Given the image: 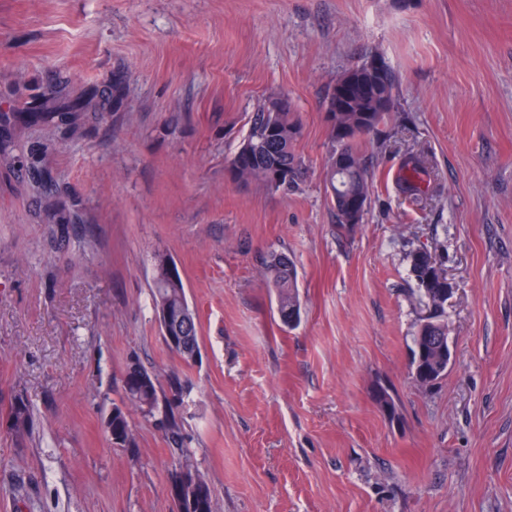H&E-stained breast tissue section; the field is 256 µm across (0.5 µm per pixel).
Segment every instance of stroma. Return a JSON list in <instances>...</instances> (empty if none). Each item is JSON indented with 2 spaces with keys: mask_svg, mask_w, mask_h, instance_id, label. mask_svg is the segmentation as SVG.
Returning <instances> with one entry per match:
<instances>
[{
  "mask_svg": "<svg viewBox=\"0 0 512 512\" xmlns=\"http://www.w3.org/2000/svg\"><path fill=\"white\" fill-rule=\"evenodd\" d=\"M372 58L396 101L361 142L371 204L347 232L326 100ZM115 84L122 105L103 103ZM278 93L306 162L285 194L225 176ZM34 100L81 106L47 158L79 210L58 232L44 189L0 165V415L20 394L34 419L22 439L0 425V512H175L158 422L130 412L131 451L103 428L132 362L184 381L214 512H512V0H0V109ZM408 152L430 173L416 200L396 184ZM419 248L454 286L453 361L427 389L409 369ZM269 250L297 268L293 329ZM159 254L198 316L189 365L152 309ZM260 259L263 276L275 290L279 318L283 325L291 328L301 315L296 266L287 255L276 250L266 252Z\"/></svg>",
  "mask_w": 512,
  "mask_h": 512,
  "instance_id": "stroma-1",
  "label": "stroma"
}]
</instances>
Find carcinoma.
Wrapping results in <instances>:
<instances>
[{
	"instance_id": "1",
	"label": "carcinoma",
	"mask_w": 512,
	"mask_h": 512,
	"mask_svg": "<svg viewBox=\"0 0 512 512\" xmlns=\"http://www.w3.org/2000/svg\"><path fill=\"white\" fill-rule=\"evenodd\" d=\"M355 74L370 86L367 97L347 103L348 112H334L328 119L330 132V157L328 166L336 164L341 157L345 168L336 175L325 171V182L331 196L340 199L358 200L368 207L372 187V174L359 148L361 135L353 127L362 125L365 134H376L380 126L390 119L393 108L385 103H395L396 77L392 71L383 68L378 79L363 68ZM34 119H45L55 127L73 129L79 125L78 112H33ZM303 124L295 111L267 112L260 108L251 119L248 135L237 151L226 161L225 171L231 181L248 185L256 183L271 192H286L298 185L302 175L303 160L296 152V145L302 136ZM0 163L10 167L20 166L29 176L45 186L51 183L50 173L41 166L40 151L27 149L15 137V127L7 113H0ZM426 167L416 154H407L401 161L397 185L400 192L409 197L423 193ZM169 263L160 256L153 280L152 304L154 311L163 312L171 321L185 315L188 326L184 333L183 345L174 349L184 364H192L199 352V325L196 312L189 305L184 283L180 275L169 276ZM264 278L275 290L276 307L283 325L291 328L298 323L301 303L298 293V274L293 261L287 255L270 250L261 256ZM410 271L416 288L424 300L427 313L416 323L412 336L411 371L412 377L422 387H431L448 372V276L432 254L417 249L410 254ZM170 394H165L155 374L137 363L126 367L123 376L125 403L112 405L104 419L106 432L116 448H132L135 445L133 431L128 420L127 407H132L148 418L159 421L167 438L178 445L182 440L181 417L175 413L172 401L183 404L184 386L174 375L168 381ZM6 422L10 431L23 437L30 434L32 415L25 400L14 397L8 409ZM179 466L193 471L194 478L202 489V496L194 505L182 506L174 500L178 512H213V496L210 485L198 465L187 454Z\"/></svg>"
}]
</instances>
